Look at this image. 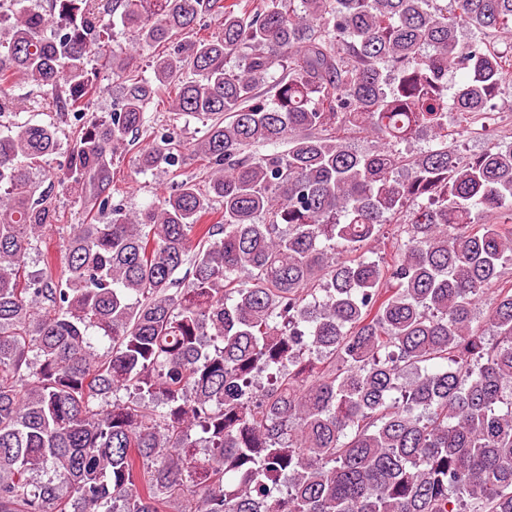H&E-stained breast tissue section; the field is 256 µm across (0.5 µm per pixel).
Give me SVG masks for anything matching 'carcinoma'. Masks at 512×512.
<instances>
[{
    "label": "carcinoma",
    "instance_id": "1",
    "mask_svg": "<svg viewBox=\"0 0 512 512\" xmlns=\"http://www.w3.org/2000/svg\"><path fill=\"white\" fill-rule=\"evenodd\" d=\"M511 84L512 0H0V512H512V143L453 148ZM152 112L210 120L207 186L130 212ZM13 93L16 98H20L19 102L21 106L27 108L25 110L28 111L21 112L20 117L24 119L33 118L34 121L38 122L55 123L63 129L67 137L70 123H68L69 125L64 123V119H62L59 114L60 112H53L52 106L41 99L35 87L23 85L15 88Z\"/></svg>",
    "mask_w": 512,
    "mask_h": 512
}]
</instances>
